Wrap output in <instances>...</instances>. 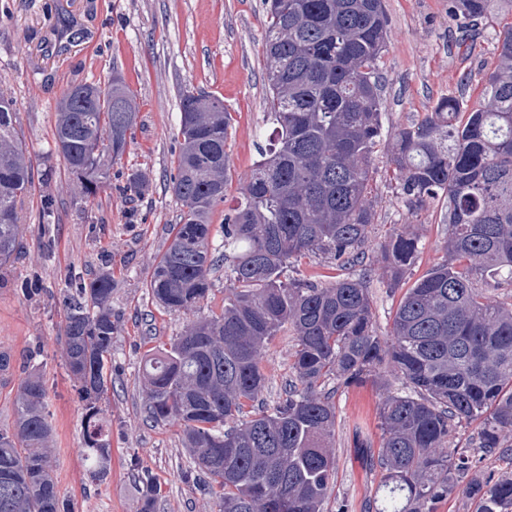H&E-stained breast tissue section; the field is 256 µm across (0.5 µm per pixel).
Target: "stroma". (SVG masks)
Returning <instances> with one entry per match:
<instances>
[{
	"label": "stroma",
	"mask_w": 512,
	"mask_h": 512,
	"mask_svg": "<svg viewBox=\"0 0 512 512\" xmlns=\"http://www.w3.org/2000/svg\"><path fill=\"white\" fill-rule=\"evenodd\" d=\"M387 39L379 62L384 138L375 161L372 197L380 243L394 224L420 238L412 277L443 256L448 236L444 201L419 215L397 199L384 154L397 127L422 118L438 98L464 95L481 106L479 88L498 64L496 34L512 21V0H491L488 21L459 28L450 0H383ZM263 0H0V93L14 102L26 155L37 174L17 203L20 247L0 283V351L11 354L0 374V426L14 418L27 368L47 389L53 427L52 466L61 495L77 512H142L144 476L159 488L153 512H219V503L190 477L180 427L155 422L143 409L141 363L154 344L181 335L190 318L157 310L147 293L158 257L168 248L181 205L168 190L179 134V95L217 96L232 115L226 145L229 184L213 214L211 246L224 249V213L232 207L271 131L266 112ZM121 75L135 94L137 118L127 150L110 165L111 181L96 198L82 196L63 157L52 150L57 104L78 82L107 84ZM140 171L147 188L126 191ZM112 273V387L101 401L110 423L111 469L91 479L80 461L85 410L62 358V298L82 280ZM294 341L280 335L262 362V405L273 409L293 378ZM374 380L338 387L336 485L325 512H367L381 482L372 464L380 444Z\"/></svg>",
	"instance_id": "stroma-1"
}]
</instances>
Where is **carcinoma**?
Segmentation results:
<instances>
[{
	"label": "carcinoma",
	"instance_id": "1",
	"mask_svg": "<svg viewBox=\"0 0 512 512\" xmlns=\"http://www.w3.org/2000/svg\"><path fill=\"white\" fill-rule=\"evenodd\" d=\"M490 0H452L462 27L487 18ZM268 116L274 143L224 214V254L209 251L211 215L229 182L231 115L223 100L180 96V143L168 189L183 207L148 293L167 313L208 299L224 261V308L187 324L168 346L147 352L145 409L180 425L185 448L220 512H323L336 480V407L325 382L383 379L379 408L382 472L377 512H434L456 480L469 476L474 512H512V478L477 470L456 452L455 435L480 425L478 449L491 455L512 434V23L501 25L499 65L470 108L440 97L433 111L393 133L387 164L411 213L448 204L445 256L403 294L388 334L374 326L367 280L381 272L399 286L418 238L392 227L367 266L375 223L371 196L382 135L378 61L387 18L382 0H265ZM84 96L58 104L54 150L90 199L110 182L136 112L118 75L105 87L78 83ZM12 99L0 94V274L18 251L16 202L33 184ZM320 256L364 278L319 284L299 273ZM112 275L103 271L65 301L64 364L85 402L81 457L94 480L111 466L110 425L101 402L112 379ZM296 344L294 382L271 413L255 407L265 389L262 354L280 333ZM52 425L41 374L30 371L15 398L12 425L0 429V512H75L54 478Z\"/></svg>",
	"mask_w": 512,
	"mask_h": 512
}]
</instances>
